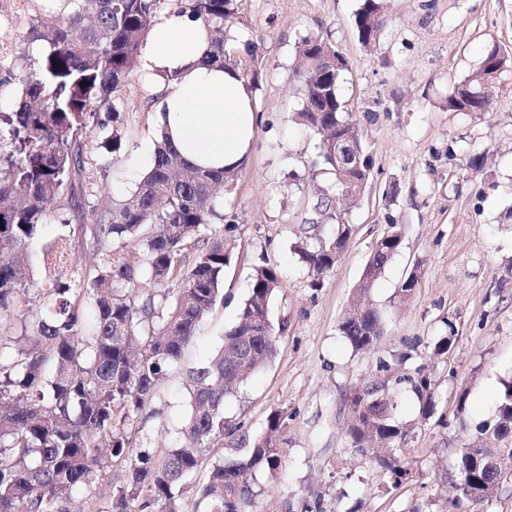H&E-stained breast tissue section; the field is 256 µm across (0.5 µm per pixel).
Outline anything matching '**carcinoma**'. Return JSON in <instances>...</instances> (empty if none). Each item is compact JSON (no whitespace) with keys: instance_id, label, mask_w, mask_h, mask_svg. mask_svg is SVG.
Segmentation results:
<instances>
[{"instance_id":"cac0c4a2","label":"carcinoma","mask_w":512,"mask_h":512,"mask_svg":"<svg viewBox=\"0 0 512 512\" xmlns=\"http://www.w3.org/2000/svg\"><path fill=\"white\" fill-rule=\"evenodd\" d=\"M159 0H43L40 9L58 16L46 23L35 15L26 40L43 50L30 76L0 72V317L14 323L0 336V512H68L78 490H90L113 468L124 479L104 506L88 512H183L186 494L194 512H249L258 473L281 465L279 436L288 414L271 413L264 432L231 456L213 453L236 430L224 416V400L277 353L279 331L270 306L281 285L268 264L253 267L250 296L237 320L224 330L221 345L203 363L187 370L184 389L190 411L182 439L163 454L134 451L131 429L145 419L159 386L173 364L196 343L200 326L224 301V274L233 260L234 240L207 239L201 228L215 220L236 229L233 215L208 204L220 188L232 187L244 165L204 170L187 160L162 134L154 164L127 199L106 207L95 222L73 229L81 206L78 195L87 172L80 133L124 86L139 65L155 25ZM242 0H184L182 9L202 21L209 33L207 62L232 70L247 88L258 85V71L245 68L227 48V28L238 19ZM388 27L383 0H361L354 14L359 43L378 47ZM297 55L302 73V125L319 135L324 169L337 174L336 142L359 159L348 171L352 181L368 182L374 158L358 124L339 96L348 62L336 45L305 36ZM512 61L499 47L488 50L479 73L456 84L447 107L457 112L486 111L501 90V74ZM99 147L117 152L118 127L100 124ZM329 198L319 215L336 220L330 237L296 247L313 275L312 287L334 268L348 247L353 225L331 213ZM63 230L42 247L44 283L37 308L17 299L18 274L44 224ZM79 233L98 257L89 269L68 261L67 244ZM402 229L390 226L381 247L370 252L356 297L364 305L346 317L340 330L353 349L373 351L384 336L380 312L367 302L369 290L400 251ZM138 250L137 261L112 259L114 247ZM193 247L191 261L185 250ZM407 352L377 360L372 379L347 397L346 434L350 447L374 455L392 482L409 474L399 458L414 426L399 417V391H411L421 416L433 414L434 380L423 364L406 366ZM494 444L483 448L461 442L454 451L457 502L472 506L512 484V378L500 382L494 416L476 426Z\"/></svg>"}]
</instances>
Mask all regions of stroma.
<instances>
[{
    "label": "stroma",
    "instance_id": "1",
    "mask_svg": "<svg viewBox=\"0 0 512 512\" xmlns=\"http://www.w3.org/2000/svg\"><path fill=\"white\" fill-rule=\"evenodd\" d=\"M359 4L244 0L230 35L236 51L249 43L259 48L244 64L261 72L251 94L261 120L240 179L215 200L217 211L236 216L238 248L223 304L159 389L158 416L134 434L139 447L157 454L174 445L188 409L183 373L219 345L249 296L253 264L266 261L282 283L272 305L281 326L277 355L224 401L226 416L241 426L240 435L225 438L228 448L263 433L271 412L288 414L282 464L258 475L251 512H302L317 500L324 512H461L452 488L461 428L490 419L501 380L512 378V68L487 111L446 106L449 90L476 74L488 49L512 50V0H387L389 33L373 50L361 46L353 28ZM310 34L330 39L346 57L338 91L375 159L372 181L345 214L355 226L352 241L318 288L294 251L313 215L315 190L337 193L333 175L313 169L317 136L295 117L302 105L296 46ZM157 94L154 81L135 69L110 107L88 120L82 223H91L100 205L130 196L151 168ZM114 118L125 138L113 154L94 143L100 123ZM482 152L488 161L474 170L468 160ZM393 224L403 229L402 247L370 293L386 333L377 353H357L340 323L373 244ZM412 273L417 285L400 297ZM447 335L448 354L434 355L435 342ZM392 351L410 352L435 381L428 419L411 392L401 395V417L416 430L404 450L410 473L397 486L346 436L347 393L372 377L377 355Z\"/></svg>",
    "mask_w": 512,
    "mask_h": 512
}]
</instances>
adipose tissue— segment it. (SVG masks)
I'll use <instances>...</instances> for the list:
<instances>
[{
  "label": "adipose tissue",
  "mask_w": 512,
  "mask_h": 512,
  "mask_svg": "<svg viewBox=\"0 0 512 512\" xmlns=\"http://www.w3.org/2000/svg\"><path fill=\"white\" fill-rule=\"evenodd\" d=\"M147 43L142 67L163 84L159 128L196 165L240 164L252 144L256 112L238 76L207 64L205 25L175 6L154 25Z\"/></svg>",
  "instance_id": "adipose-tissue-1"
}]
</instances>
